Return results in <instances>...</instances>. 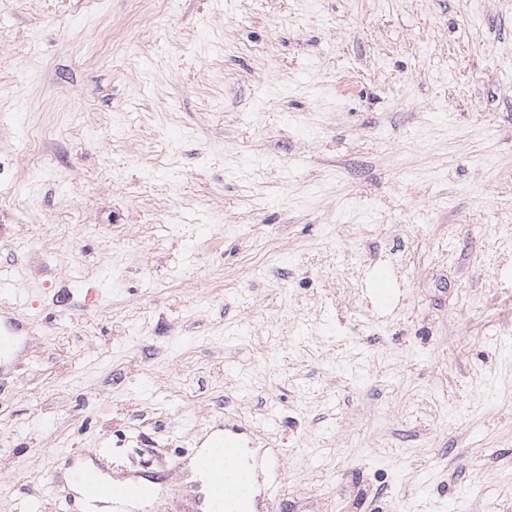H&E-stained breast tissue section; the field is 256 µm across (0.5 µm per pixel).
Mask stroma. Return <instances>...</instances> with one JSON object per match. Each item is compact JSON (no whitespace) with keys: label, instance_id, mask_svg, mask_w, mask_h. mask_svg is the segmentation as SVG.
<instances>
[{"label":"stroma","instance_id":"stroma-1","mask_svg":"<svg viewBox=\"0 0 512 512\" xmlns=\"http://www.w3.org/2000/svg\"><path fill=\"white\" fill-rule=\"evenodd\" d=\"M0 314V512H512V0H0ZM26 325L20 320L10 318L3 321L0 318V363L4 357L11 354L17 344L18 336H22ZM238 435L237 429L224 427L212 438L210 448H224V455L204 448L196 453L205 483L192 512H261L260 460L248 458V448ZM60 464L70 470L72 480L80 487L83 499L91 505L112 501V508L120 502L141 499L144 486L137 482L111 483L100 477L98 471L90 467L76 466L73 459L64 457Z\"/></svg>","mask_w":512,"mask_h":512}]
</instances>
